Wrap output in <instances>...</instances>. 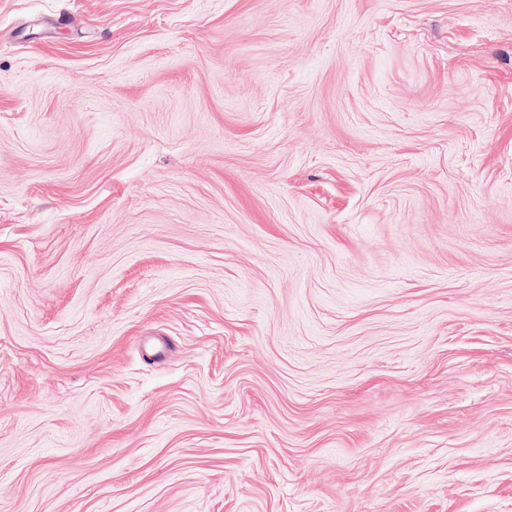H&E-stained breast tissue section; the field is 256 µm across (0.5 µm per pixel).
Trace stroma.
Here are the masks:
<instances>
[{
	"mask_svg": "<svg viewBox=\"0 0 512 512\" xmlns=\"http://www.w3.org/2000/svg\"><path fill=\"white\" fill-rule=\"evenodd\" d=\"M0 512H512V0H0Z\"/></svg>",
	"mask_w": 512,
	"mask_h": 512,
	"instance_id": "obj_1",
	"label": "stroma"
}]
</instances>
